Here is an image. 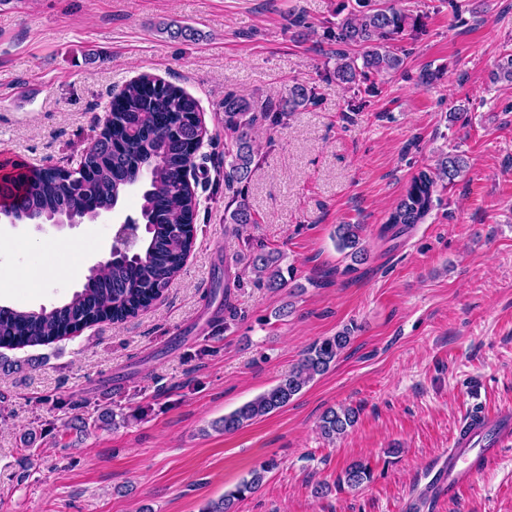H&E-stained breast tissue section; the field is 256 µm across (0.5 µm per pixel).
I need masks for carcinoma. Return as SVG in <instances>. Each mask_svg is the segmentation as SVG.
<instances>
[{
    "label": "carcinoma",
    "mask_w": 512,
    "mask_h": 512,
    "mask_svg": "<svg viewBox=\"0 0 512 512\" xmlns=\"http://www.w3.org/2000/svg\"><path fill=\"white\" fill-rule=\"evenodd\" d=\"M409 23L417 26L418 18L393 6H379L374 0H356V8L336 23V79L355 83L371 74L398 70L403 58L391 48L390 41ZM350 46L364 49L362 65L346 52ZM120 98L122 105L112 113L110 132L85 152L86 165L94 170L92 179L77 182L59 170L26 171L14 203L54 215L65 202L79 197L92 205L86 217L94 221L99 210L120 199L145 166L150 176L143 181L140 215L150 230L134 254L115 259L88 276L82 289L66 302L37 311L0 306V348L50 344L102 321L117 323L138 316L164 295L192 250L197 200L185 182V170L191 163L189 146L201 136L199 121L193 118L198 104L171 84L151 89L145 78L127 84ZM311 98L307 87L295 85L279 112L270 102L225 94L224 128L231 142L224 149V186L232 193L230 204L234 205L226 223H256L244 198L243 184L252 172V133L257 122L268 120L274 125L283 112L295 111ZM466 166L463 155L446 153L435 167L415 174L389 212L386 229L402 231L423 223L433 206L438 183L453 182ZM362 230L360 224H338L333 232L338 249L351 250V258L358 264L367 260ZM280 261L277 251L255 252L251 266L257 281L271 289L285 287ZM351 332L346 327L314 342L288 374L253 400L213 421V429L233 433L287 406L310 382L329 371L350 344ZM358 416L354 408H328L320 417L319 432L333 442L354 427ZM268 472L267 466L251 470L249 477L224 492L222 498L209 501L201 512H236L237 504L263 485ZM370 477L369 467L356 461L344 470L337 484L356 488Z\"/></svg>",
    "instance_id": "1"
}]
</instances>
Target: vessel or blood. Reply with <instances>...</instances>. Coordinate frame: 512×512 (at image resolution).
Returning a JSON list of instances; mask_svg holds the SVG:
<instances>
[{
  "mask_svg": "<svg viewBox=\"0 0 512 512\" xmlns=\"http://www.w3.org/2000/svg\"><path fill=\"white\" fill-rule=\"evenodd\" d=\"M512 439V411H476L460 422L447 448L438 459L442 473L429 485L431 496L443 499L455 496L473 482L478 464L497 455L501 445Z\"/></svg>",
  "mask_w": 512,
  "mask_h": 512,
  "instance_id": "b4317fda",
  "label": "vessel or blood"
}]
</instances>
